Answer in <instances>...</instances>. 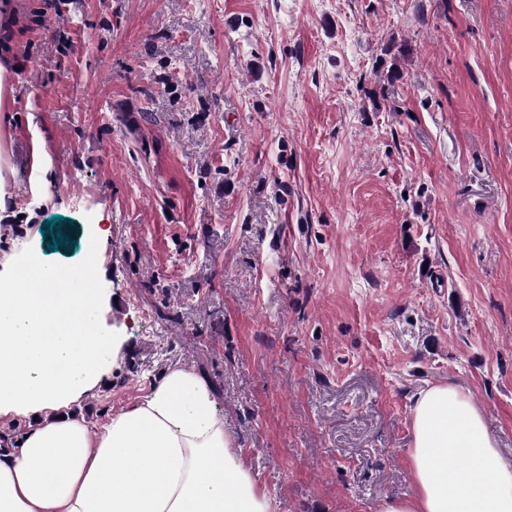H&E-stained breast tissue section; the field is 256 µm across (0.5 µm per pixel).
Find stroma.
Here are the masks:
<instances>
[{
  "label": "stroma",
  "mask_w": 512,
  "mask_h": 512,
  "mask_svg": "<svg viewBox=\"0 0 512 512\" xmlns=\"http://www.w3.org/2000/svg\"><path fill=\"white\" fill-rule=\"evenodd\" d=\"M0 67V261L96 264L121 342L91 429L184 364L275 512L412 496L435 384L512 460V0H0Z\"/></svg>",
  "instance_id": "stroma-1"
}]
</instances>
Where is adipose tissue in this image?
Instances as JSON below:
<instances>
[{
	"label": "adipose tissue",
	"mask_w": 512,
	"mask_h": 512,
	"mask_svg": "<svg viewBox=\"0 0 512 512\" xmlns=\"http://www.w3.org/2000/svg\"><path fill=\"white\" fill-rule=\"evenodd\" d=\"M26 267L44 270L32 288ZM97 269L83 287L22 252L0 263V418L35 417L0 454V512H274L216 414L209 380L169 367L133 405L92 431L70 409L95 390L118 347L93 319ZM417 491L379 512H512V461L463 390L434 385L411 406Z\"/></svg>",
	"instance_id": "adipose-tissue-1"
}]
</instances>
